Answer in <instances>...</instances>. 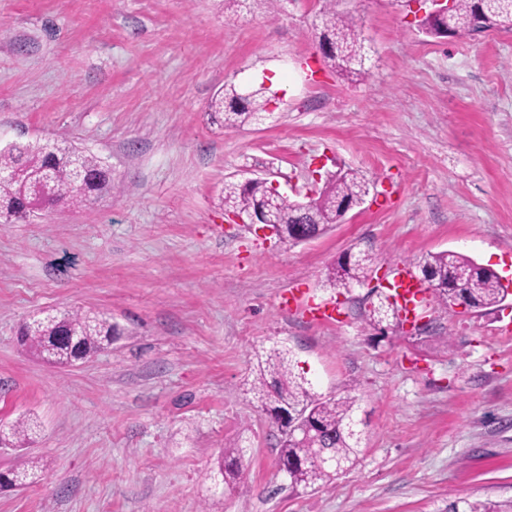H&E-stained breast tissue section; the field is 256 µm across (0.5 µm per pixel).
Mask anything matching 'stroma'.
I'll use <instances>...</instances> for the list:
<instances>
[{"instance_id": "obj_1", "label": "stroma", "mask_w": 512, "mask_h": 512, "mask_svg": "<svg viewBox=\"0 0 512 512\" xmlns=\"http://www.w3.org/2000/svg\"><path fill=\"white\" fill-rule=\"evenodd\" d=\"M322 0L278 15L224 0H0V147L64 139L115 192L0 223V424L37 423L0 468L44 477L0 490V512H446L512 497V311L426 301V328L373 326L393 265L452 250L512 279V31L422 33L413 0H336L370 50L352 82L326 66ZM265 85L269 115L234 131L206 106L224 83ZM306 194L356 169L373 187L297 245L216 204L244 170ZM380 261L334 290L344 252ZM301 289L340 322L283 312ZM94 310L124 331L60 368L20 345L42 311ZM284 344L326 397L357 385L356 465L316 490L279 470L280 432L247 383ZM246 436L244 475L217 458Z\"/></svg>"}]
</instances>
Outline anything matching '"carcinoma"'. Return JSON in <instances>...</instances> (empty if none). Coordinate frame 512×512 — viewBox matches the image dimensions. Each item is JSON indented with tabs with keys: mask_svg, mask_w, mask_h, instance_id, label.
Returning <instances> with one entry per match:
<instances>
[{
	"mask_svg": "<svg viewBox=\"0 0 512 512\" xmlns=\"http://www.w3.org/2000/svg\"><path fill=\"white\" fill-rule=\"evenodd\" d=\"M454 35L470 38L473 32L490 29L512 30V11L497 3L452 0ZM319 38L330 44L325 61L347 78H361L365 69V46L354 19L336 10V0H323L319 14ZM270 103L264 86L251 89L249 96L226 84L208 104V112L223 116L226 130L258 121ZM112 189V172L90 154L77 148L47 141L36 144H9L0 148V221L28 222L39 211L67 205L79 207ZM370 192V182L350 170L330 180L304 212L287 196L275 197L265 181L246 187L234 181L224 183L220 205L248 216L268 207L279 220L276 236L284 243L312 240L339 223L345 208L362 203ZM378 263L369 252H346L326 272V282L334 289L363 285ZM416 267L430 280L434 300L448 307L454 298L466 300L475 309L493 308L508 295L499 275L478 266L456 251L422 256ZM370 321L381 326L398 319V308L382 298L369 311ZM117 327L98 313L42 312L20 330L21 342L29 352L49 364L69 367L73 362L67 346L52 342L54 336H74L81 340L86 356L100 351ZM255 375L248 391L263 411L275 421L281 434L279 464L293 488H319L336 475L352 468L365 440L358 419L361 398L354 385L343 393L323 398L312 392L311 383L297 371V362L286 346L257 352ZM29 423L18 421L0 433V441L23 447L32 440ZM243 446L234 443L224 449L219 474L224 486L232 487L240 477ZM448 512H512V499L488 502L456 500Z\"/></svg>",
	"mask_w": 512,
	"mask_h": 512,
	"instance_id": "cac0c4a2",
	"label": "carcinoma"
}]
</instances>
